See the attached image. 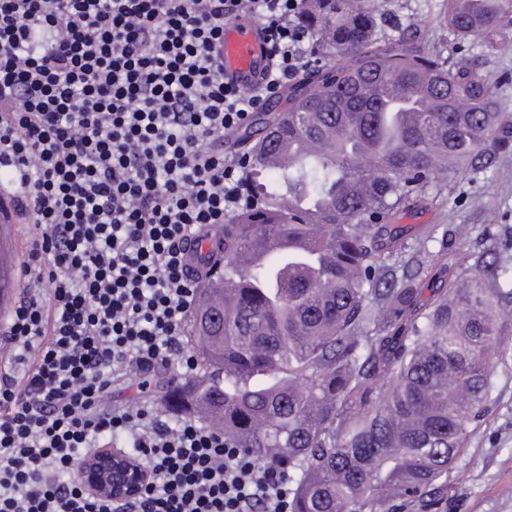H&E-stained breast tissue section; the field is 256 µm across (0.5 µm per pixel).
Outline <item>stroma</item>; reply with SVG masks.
Returning <instances> with one entry per match:
<instances>
[{
    "instance_id": "stroma-1",
    "label": "stroma",
    "mask_w": 512,
    "mask_h": 512,
    "mask_svg": "<svg viewBox=\"0 0 512 512\" xmlns=\"http://www.w3.org/2000/svg\"><path fill=\"white\" fill-rule=\"evenodd\" d=\"M382 10L392 12L396 24L387 28L390 36L403 31L427 34L439 16L443 0H378ZM467 57L480 65L482 73L496 84L503 111L512 113V84L499 81L502 71H512V52L492 54L482 40H472ZM480 193L479 205H461L459 191ZM412 221L417 225L448 227L465 224L472 232L466 249L473 257L490 259L488 245L481 235L485 225L501 226L504 237H512V151L498 154L493 165L479 168L464 177L441 185L435 205L418 209ZM175 368L141 375L130 372L124 382L112 389V402L161 403L163 395L155 387L157 377L171 379ZM453 492L445 512H512V357L500 364L492 379V403L475 431L455 469L448 475Z\"/></svg>"
}]
</instances>
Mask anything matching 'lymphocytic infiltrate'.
Instances as JSON below:
<instances>
[{"instance_id":"f902f5d3","label":"lymphocytic infiltrate","mask_w":512,"mask_h":512,"mask_svg":"<svg viewBox=\"0 0 512 512\" xmlns=\"http://www.w3.org/2000/svg\"><path fill=\"white\" fill-rule=\"evenodd\" d=\"M264 27L269 65L224 79V25ZM302 0H0V176L34 226L0 335V512H288V473L195 414L112 407L130 369L193 381L186 247L251 206L220 144L304 72ZM124 441L148 473L114 504L74 479Z\"/></svg>"}]
</instances>
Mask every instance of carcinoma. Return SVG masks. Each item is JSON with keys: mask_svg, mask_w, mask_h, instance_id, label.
I'll use <instances>...</instances> for the list:
<instances>
[{"mask_svg": "<svg viewBox=\"0 0 512 512\" xmlns=\"http://www.w3.org/2000/svg\"><path fill=\"white\" fill-rule=\"evenodd\" d=\"M315 62L278 112L237 138L256 207L224 224L208 256L224 284L212 309L203 281L185 332L200 379L170 391L172 410L224 420V440L257 464L288 468V512H440L448 473L490 405L496 361L512 350V288L470 262L469 229L408 252L405 214L446 176L512 150V113L466 59L469 41L512 50V0H444L436 37L379 36L393 18L374 0H305ZM359 83L393 87L385 112H344ZM296 155L268 164L281 142ZM322 207L316 223L299 201ZM272 239L301 247L267 250ZM455 245L448 246V241Z\"/></svg>", "mask_w": 512, "mask_h": 512, "instance_id": "carcinoma-1", "label": "carcinoma"}]
</instances>
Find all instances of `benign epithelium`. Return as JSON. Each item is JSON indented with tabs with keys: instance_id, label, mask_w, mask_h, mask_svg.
<instances>
[{
	"instance_id": "7a95c632",
	"label": "benign epithelium",
	"mask_w": 512,
	"mask_h": 512,
	"mask_svg": "<svg viewBox=\"0 0 512 512\" xmlns=\"http://www.w3.org/2000/svg\"><path fill=\"white\" fill-rule=\"evenodd\" d=\"M76 476L87 490L123 502L140 494L145 472L140 462L126 452L100 448L80 463Z\"/></svg>"
}]
</instances>
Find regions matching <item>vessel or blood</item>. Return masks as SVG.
I'll use <instances>...</instances> for the list:
<instances>
[{
	"instance_id": "obj_1",
	"label": "vessel or blood",
	"mask_w": 512,
	"mask_h": 512,
	"mask_svg": "<svg viewBox=\"0 0 512 512\" xmlns=\"http://www.w3.org/2000/svg\"><path fill=\"white\" fill-rule=\"evenodd\" d=\"M224 77L242 88L254 86L269 62V46L261 24L241 16L224 25L221 48ZM385 96L358 93L345 108L357 112L382 111ZM18 214L8 200L0 201V321L14 310L19 297L15 288L21 275L16 234Z\"/></svg>"
}]
</instances>
